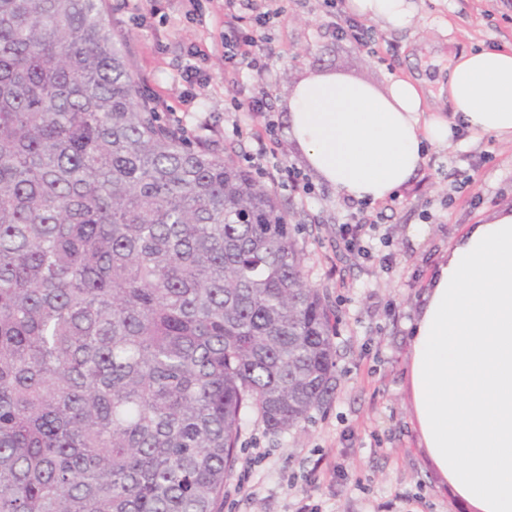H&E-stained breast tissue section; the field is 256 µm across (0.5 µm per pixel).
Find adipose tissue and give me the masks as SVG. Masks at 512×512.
<instances>
[{
    "instance_id": "obj_1",
    "label": "adipose tissue",
    "mask_w": 512,
    "mask_h": 512,
    "mask_svg": "<svg viewBox=\"0 0 512 512\" xmlns=\"http://www.w3.org/2000/svg\"><path fill=\"white\" fill-rule=\"evenodd\" d=\"M382 28L418 22L416 0H348ZM288 132L319 178L345 197L386 201L454 130L512 139V47L460 52L448 106L422 81L385 90L309 75L289 101ZM408 387L419 445L474 512H512V208L472 225L426 285L410 339Z\"/></svg>"
}]
</instances>
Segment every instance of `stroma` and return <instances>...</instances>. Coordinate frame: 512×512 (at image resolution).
<instances>
[{
  "label": "stroma",
  "instance_id": "stroma-1",
  "mask_svg": "<svg viewBox=\"0 0 512 512\" xmlns=\"http://www.w3.org/2000/svg\"><path fill=\"white\" fill-rule=\"evenodd\" d=\"M421 18L406 31L377 29L368 51L337 37L317 0H288L261 46L265 68L228 73L218 35L224 13L201 0L187 19L181 0H107L110 28L165 119L190 141L208 139L247 165L267 145L273 189L299 229L308 283L336 326V387L300 428L267 432L247 416L238 461L220 512H472L442 482L419 446L409 409L406 370L411 329L424 287L450 242L469 225L512 207V141L458 131L428 153L412 182L389 203L381 231L388 246L364 259L345 250L340 226L346 199L310 171L288 135V99L314 73H336L385 89L390 78L422 79L437 91L453 54L512 46V5L503 0H418ZM203 83L187 81L190 45ZM259 98L269 117L236 110ZM303 171L311 193L285 186L288 168Z\"/></svg>",
  "mask_w": 512,
  "mask_h": 512
}]
</instances>
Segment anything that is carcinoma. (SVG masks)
I'll list each match as a JSON object with an SVG mask.
<instances>
[{
  "instance_id": "carcinoma-1",
  "label": "carcinoma",
  "mask_w": 512,
  "mask_h": 512,
  "mask_svg": "<svg viewBox=\"0 0 512 512\" xmlns=\"http://www.w3.org/2000/svg\"><path fill=\"white\" fill-rule=\"evenodd\" d=\"M332 336L274 191L162 121L106 0H0V512H217Z\"/></svg>"
}]
</instances>
